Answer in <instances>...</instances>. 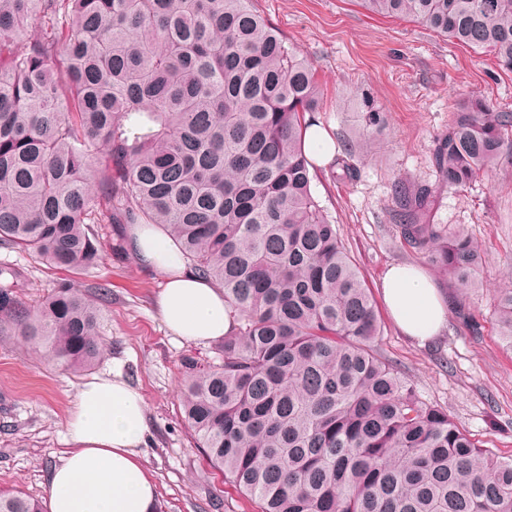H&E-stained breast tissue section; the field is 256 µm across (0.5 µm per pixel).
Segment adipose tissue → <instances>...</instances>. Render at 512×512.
I'll return each mask as SVG.
<instances>
[{"label":"adipose tissue","mask_w":512,"mask_h":512,"mask_svg":"<svg viewBox=\"0 0 512 512\" xmlns=\"http://www.w3.org/2000/svg\"><path fill=\"white\" fill-rule=\"evenodd\" d=\"M137 260L159 272L156 307L180 341L223 338L233 326L224 292L187 269L180 245L156 224L130 230ZM383 303L397 328L419 342L432 340L446 309L421 270L390 266L381 280ZM72 447L50 476L49 512H157V489L143 464L148 425L142 394L121 375L96 377L77 391L65 422Z\"/></svg>","instance_id":"obj_1"}]
</instances>
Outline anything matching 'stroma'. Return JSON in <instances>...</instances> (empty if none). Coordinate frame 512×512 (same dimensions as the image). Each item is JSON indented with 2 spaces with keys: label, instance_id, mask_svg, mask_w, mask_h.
Returning a JSON list of instances; mask_svg holds the SVG:
<instances>
[{
  "label": "stroma",
  "instance_id": "stroma-1",
  "mask_svg": "<svg viewBox=\"0 0 512 512\" xmlns=\"http://www.w3.org/2000/svg\"><path fill=\"white\" fill-rule=\"evenodd\" d=\"M253 6L314 66L321 90L314 118L335 142L356 141L369 110L387 117L375 151H337L335 161L312 173L313 192L372 297H379L386 269L402 263L431 274L452 308L439 335L421 346L379 307L380 351L422 400L447 411L474 441L512 455V353L503 348L492 317L496 290L512 280V158L456 190L438 187L431 163L460 95L479 94L512 112V72L491 55L416 23L371 15L354 0H253ZM346 163L356 170L353 178L343 176ZM398 183L410 190L434 186V222L463 225L478 241V285L468 295H459L448 275L404 243L393 195ZM94 230L102 243L100 261L74 275L0 248V262L20 271L17 291L28 303L65 280L86 294L99 283L112 292L104 355L93 372L55 368L33 346L0 333V492L47 500L49 475L69 447L65 420L78 387L117 370L144 398V460L157 485L159 512H254V503L225 484L195 446L182 413V356L213 360L218 342L179 343L155 308L161 276L134 256L113 253L122 235L118 225ZM458 306L470 321L457 317Z\"/></svg>",
  "mask_w": 512,
  "mask_h": 512
}]
</instances>
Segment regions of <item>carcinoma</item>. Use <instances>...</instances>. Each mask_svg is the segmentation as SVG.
I'll use <instances>...</instances> for the list:
<instances>
[{
	"label": "carcinoma",
	"instance_id": "cac0c4a2",
	"mask_svg": "<svg viewBox=\"0 0 512 512\" xmlns=\"http://www.w3.org/2000/svg\"><path fill=\"white\" fill-rule=\"evenodd\" d=\"M493 56L512 71V0H358ZM39 34L31 36L34 28ZM311 65L253 0H0V247L86 271L91 225L159 224L224 290L234 330L218 362L182 359L198 446L258 512H512V457L472 441L376 350L369 288L312 190L303 138ZM385 114L367 112L358 147ZM512 155V112L460 98L433 164L462 189ZM403 241L476 287L461 226L432 224L434 190L395 185ZM0 263V327L47 361L103 353L107 285L66 283L31 306ZM512 352V285L496 294ZM0 512H42L22 492Z\"/></svg>",
	"mask_w": 512,
	"mask_h": 512
}]
</instances>
